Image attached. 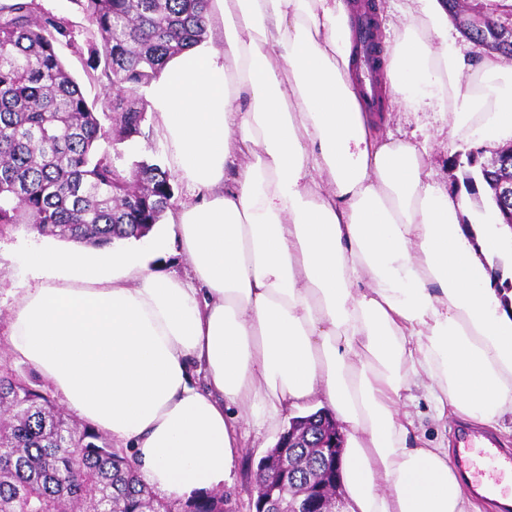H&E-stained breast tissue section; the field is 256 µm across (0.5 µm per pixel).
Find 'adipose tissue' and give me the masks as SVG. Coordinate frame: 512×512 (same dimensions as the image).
Listing matches in <instances>:
<instances>
[{
  "label": "adipose tissue",
  "instance_id": "adipose-tissue-1",
  "mask_svg": "<svg viewBox=\"0 0 512 512\" xmlns=\"http://www.w3.org/2000/svg\"><path fill=\"white\" fill-rule=\"evenodd\" d=\"M220 45L169 59L146 91L199 198L173 235L184 282L111 246L32 249L11 359L130 449L168 501L220 487L258 424L314 402L348 437L345 512H471L443 441L400 417L423 383L435 423L512 420V226L466 224L419 148L363 111L352 0H215ZM393 97L449 138L512 142V59L464 53L445 0H403Z\"/></svg>",
  "mask_w": 512,
  "mask_h": 512
}]
</instances>
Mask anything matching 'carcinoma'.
Listing matches in <instances>:
<instances>
[{"mask_svg":"<svg viewBox=\"0 0 512 512\" xmlns=\"http://www.w3.org/2000/svg\"><path fill=\"white\" fill-rule=\"evenodd\" d=\"M75 25L36 0L0 3V230L27 224L40 236L93 247L146 237L173 207L174 178L159 164L113 161L102 143L145 136L140 90L167 59L207 39L209 0H71ZM88 54L86 76L115 89L90 102L60 50ZM289 464L297 476L327 470L310 444ZM82 448L75 455L71 448ZM0 512H224V493L164 501L132 456L78 424L41 389L0 369Z\"/></svg>","mask_w":512,"mask_h":512,"instance_id":"cac0c4a2","label":"carcinoma"}]
</instances>
